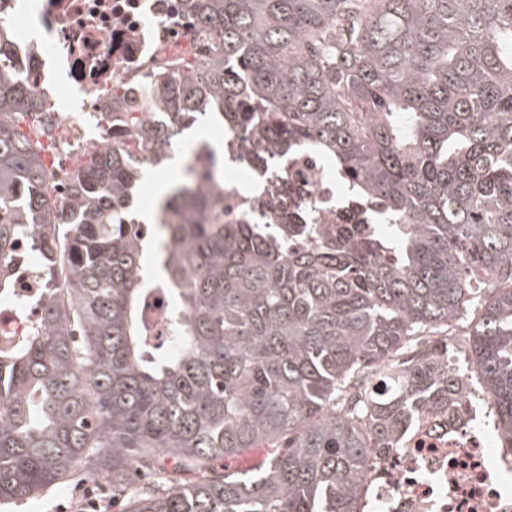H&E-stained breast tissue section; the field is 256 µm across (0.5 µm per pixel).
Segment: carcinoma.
I'll list each match as a JSON object with an SVG mask.
<instances>
[{"instance_id":"cac0c4a2","label":"carcinoma","mask_w":512,"mask_h":512,"mask_svg":"<svg viewBox=\"0 0 512 512\" xmlns=\"http://www.w3.org/2000/svg\"><path fill=\"white\" fill-rule=\"evenodd\" d=\"M188 2L209 55L110 91L112 142L62 187L44 101L0 70V246L40 255L46 293L0 349V501L79 470L124 512H358L419 410L460 413L448 339L422 337L472 311L473 372L512 433V0ZM203 115L323 156L375 230L296 247L306 224H226L189 165L154 239L132 190ZM258 444L251 471L214 469ZM166 303L159 296L150 299L148 306V317L153 328V336H161L160 341L166 343V337L169 336L168 327L165 319Z\"/></svg>"}]
</instances>
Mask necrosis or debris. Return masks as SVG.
Returning a JSON list of instances; mask_svg holds the SVG:
<instances>
[{
    "mask_svg": "<svg viewBox=\"0 0 512 512\" xmlns=\"http://www.w3.org/2000/svg\"><path fill=\"white\" fill-rule=\"evenodd\" d=\"M0 46L35 95L76 98L86 112L102 111L112 85L140 87L208 51L187 0H0ZM258 145L244 127L225 129L223 176L197 181L223 198L225 222L273 227L299 212L322 237L372 223L317 155L271 147L255 163ZM5 252L14 296L0 303V341L15 344L36 324L42 272L24 243ZM365 485L364 512H512V436L473 398L452 423L427 407L398 448L374 458Z\"/></svg>",
    "mask_w": 512,
    "mask_h": 512,
    "instance_id": "1",
    "label": "necrosis or debris"
}]
</instances>
